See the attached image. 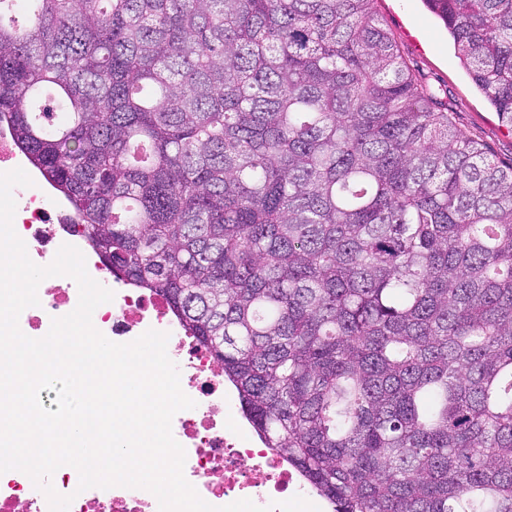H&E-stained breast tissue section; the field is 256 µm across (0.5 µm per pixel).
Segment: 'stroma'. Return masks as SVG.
I'll use <instances>...</instances> for the list:
<instances>
[{
    "label": "stroma",
    "instance_id": "obj_1",
    "mask_svg": "<svg viewBox=\"0 0 512 512\" xmlns=\"http://www.w3.org/2000/svg\"><path fill=\"white\" fill-rule=\"evenodd\" d=\"M375 7L414 76L447 103L457 129L476 136L500 163H512V132L473 84L452 39L423 0H377Z\"/></svg>",
    "mask_w": 512,
    "mask_h": 512
}]
</instances>
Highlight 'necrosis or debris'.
Instances as JSON below:
<instances>
[{
  "mask_svg": "<svg viewBox=\"0 0 512 512\" xmlns=\"http://www.w3.org/2000/svg\"><path fill=\"white\" fill-rule=\"evenodd\" d=\"M28 170L32 186L14 188L13 197L14 229L30 259L45 266L61 245L84 250L89 275L114 292L113 301L93 314L94 326L109 340L128 343L150 329L168 333V356L179 368L184 393L196 403L175 414L172 433L185 449L184 475L200 497L222 507L243 498L265 506L306 495L301 475L238 423L207 350L185 332L166 301L137 288L113 286L100 261L87 252L81 227L53 184L41 171ZM78 298L72 281L41 289L39 306L26 308L19 317L22 332L32 338L45 336L52 319L72 312ZM52 484L58 493L73 495L69 512H158L156 498L144 489L79 490V474L70 466L60 467ZM0 512H49V507L25 473L10 470L0 474Z\"/></svg>",
  "mask_w": 512,
  "mask_h": 512,
  "instance_id": "4bbe7bcc",
  "label": "necrosis or debris"
}]
</instances>
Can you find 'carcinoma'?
Returning a JSON list of instances; mask_svg holds the SVG:
<instances>
[{
	"label": "carcinoma",
	"instance_id": "carcinoma-1",
	"mask_svg": "<svg viewBox=\"0 0 512 512\" xmlns=\"http://www.w3.org/2000/svg\"><path fill=\"white\" fill-rule=\"evenodd\" d=\"M375 2L0 0V122L333 512H512V164ZM425 3L512 129V0Z\"/></svg>",
	"mask_w": 512,
	"mask_h": 512
}]
</instances>
